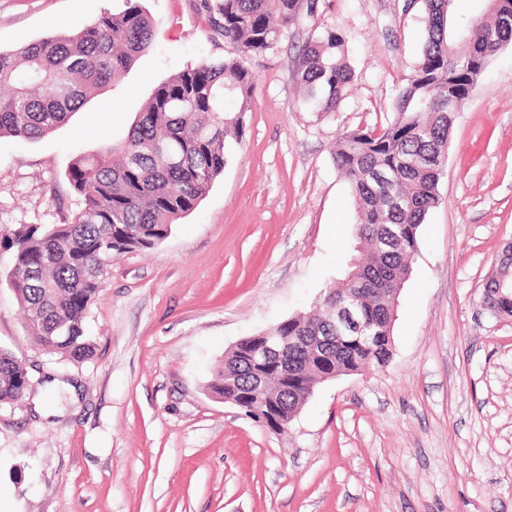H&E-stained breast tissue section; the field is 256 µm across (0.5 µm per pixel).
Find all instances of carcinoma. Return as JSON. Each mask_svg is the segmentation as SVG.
I'll return each mask as SVG.
<instances>
[{"mask_svg": "<svg viewBox=\"0 0 512 512\" xmlns=\"http://www.w3.org/2000/svg\"><path fill=\"white\" fill-rule=\"evenodd\" d=\"M487 9L464 36L449 35L447 0H418L425 39L406 84L398 89L396 117L380 130H360L336 141L334 161L346 176L356 212L358 237L369 246L365 260H353L348 280L326 294L317 313L299 314L274 326L280 336H322L330 303L366 275L388 277L368 294L363 317L385 316L397 288L410 273L418 231L439 204L438 185L448 162L452 114L466 100L491 58L512 42V29L499 25L512 0H485ZM208 21L246 55L262 54L282 29L313 14L316 0H203ZM156 37L154 20L139 4L105 11L92 23L57 32L11 52L0 51V134L36 140L65 123L92 95L118 85ZM353 78L345 37L328 30L302 50L297 80L304 100L318 112H334ZM255 76L241 58L205 60L160 82L130 125L126 139L78 156L66 171L78 210L62 224H20L0 239L10 254L8 285L25 312V330L43 350L79 361L92 354L85 334L88 310L103 288L112 256L147 251L167 239L176 222L192 212L224 172L226 138L240 140ZM237 100L236 112L224 102ZM387 227L398 236L377 245ZM392 337L375 350L349 338L327 354L288 352L298 377L288 385L270 378L261 397L278 399L277 416L290 421L310 397L320 375L339 376L386 364ZM26 368L0 348V402H17ZM251 369L230 350L207 385L234 399L255 419L261 410L247 396Z\"/></svg>", "mask_w": 512, "mask_h": 512, "instance_id": "obj_1", "label": "carcinoma"}]
</instances>
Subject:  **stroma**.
Instances as JSON below:
<instances>
[{"mask_svg":"<svg viewBox=\"0 0 512 512\" xmlns=\"http://www.w3.org/2000/svg\"><path fill=\"white\" fill-rule=\"evenodd\" d=\"M201 0H142L158 35L117 87L36 141L0 136V237L70 220L65 173L122 139L154 86L236 56ZM123 0H0V49L91 23ZM346 39L339 108L307 105L299 52ZM424 41L405 0H318L245 65L242 143L197 207L147 252L115 256L80 362L27 335L0 264V348L35 383L0 403V488L14 512H512V318L478 304L512 242V43L456 112L440 204L418 233L390 361L318 384L275 432L206 390L225 351L342 282L356 214L337 138L381 129Z\"/></svg>","mask_w":512,"mask_h":512,"instance_id":"obj_1","label":"stroma"}]
</instances>
